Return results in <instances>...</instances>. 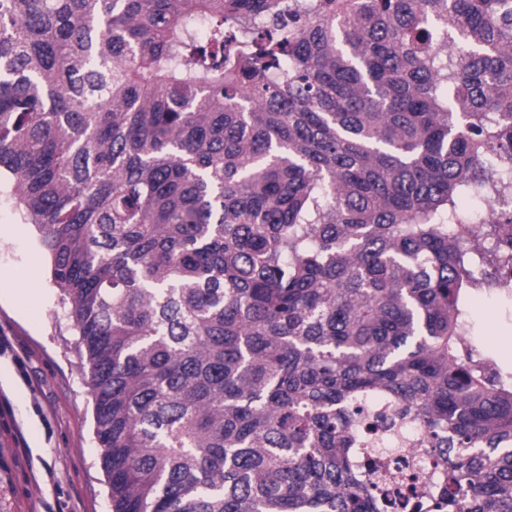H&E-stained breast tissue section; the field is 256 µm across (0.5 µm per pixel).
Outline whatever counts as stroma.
Instances as JSON below:
<instances>
[{"label":"stroma","mask_w":512,"mask_h":512,"mask_svg":"<svg viewBox=\"0 0 512 512\" xmlns=\"http://www.w3.org/2000/svg\"><path fill=\"white\" fill-rule=\"evenodd\" d=\"M478 342L512 367V299H468ZM33 225L0 195V512H112L93 398Z\"/></svg>","instance_id":"1"}]
</instances>
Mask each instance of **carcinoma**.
<instances>
[{
    "label": "carcinoma",
    "mask_w": 512,
    "mask_h": 512,
    "mask_svg": "<svg viewBox=\"0 0 512 512\" xmlns=\"http://www.w3.org/2000/svg\"><path fill=\"white\" fill-rule=\"evenodd\" d=\"M263 23L244 27V19ZM512 0H0V177L79 334L113 512H390L388 401L512 512ZM474 333L486 353L504 369L512 366V301L499 292H476L468 299Z\"/></svg>",
    "instance_id": "cac0c4a2"
}]
</instances>
